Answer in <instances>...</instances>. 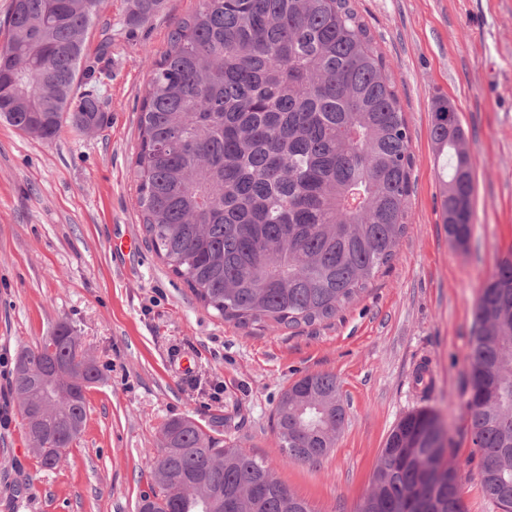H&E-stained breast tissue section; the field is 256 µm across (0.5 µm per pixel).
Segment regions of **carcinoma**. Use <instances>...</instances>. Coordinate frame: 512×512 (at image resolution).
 I'll return each mask as SVG.
<instances>
[{
    "label": "carcinoma",
    "instance_id": "obj_1",
    "mask_svg": "<svg viewBox=\"0 0 512 512\" xmlns=\"http://www.w3.org/2000/svg\"><path fill=\"white\" fill-rule=\"evenodd\" d=\"M163 0H129L125 25ZM93 0H12L0 51V120L46 141L100 127L102 69L85 64ZM446 99L431 136L445 159L442 223L467 247L474 174ZM133 167L146 239L201 306L239 327L328 321L389 267L411 195L410 132L388 65L353 0H200L171 30L142 97ZM465 402L479 479L512 512V261L475 305ZM72 329L17 353L11 394L29 452L55 468L80 436L86 392L103 379ZM336 376L311 373L281 395L285 457L316 467L345 422ZM436 411L407 413L380 450L358 512H468L462 483L427 471L449 455ZM149 512H312L264 462L190 417L161 429Z\"/></svg>",
    "mask_w": 512,
    "mask_h": 512
}]
</instances>
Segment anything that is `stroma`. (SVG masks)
<instances>
[{
  "label": "stroma",
  "mask_w": 512,
  "mask_h": 512,
  "mask_svg": "<svg viewBox=\"0 0 512 512\" xmlns=\"http://www.w3.org/2000/svg\"><path fill=\"white\" fill-rule=\"evenodd\" d=\"M199 0H165L124 25L128 0H102L86 41L107 57L103 126L45 142L0 121V512H136L160 430L188 416L264 462L313 512H356L385 440L405 414L447 422L468 512H497L463 406L479 287L512 258V0H356L391 70L413 156L407 228L390 268L336 318L241 328L204 310L146 242L133 166L140 101L174 24ZM447 98L475 176L473 234L442 224L434 101ZM73 328L103 374L88 420L54 469L28 452L10 387L16 355ZM335 375L345 425L320 467L288 462L273 412L308 373ZM424 373L425 386L414 378ZM221 401H213L214 392Z\"/></svg>",
  "instance_id": "35a3bbf8"
}]
</instances>
